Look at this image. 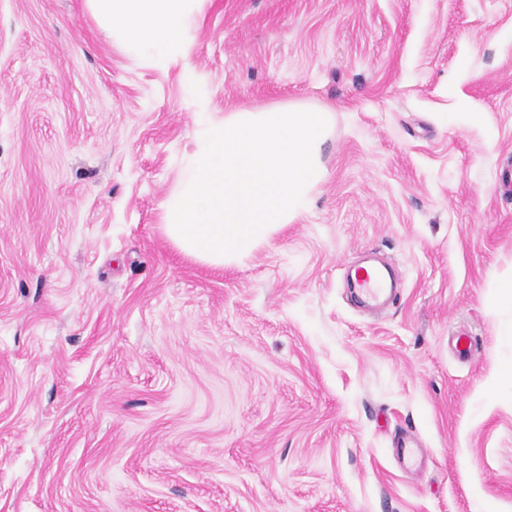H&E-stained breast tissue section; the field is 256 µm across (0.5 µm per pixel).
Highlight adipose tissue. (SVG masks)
Wrapping results in <instances>:
<instances>
[{
  "instance_id": "adipose-tissue-1",
  "label": "adipose tissue",
  "mask_w": 512,
  "mask_h": 512,
  "mask_svg": "<svg viewBox=\"0 0 512 512\" xmlns=\"http://www.w3.org/2000/svg\"><path fill=\"white\" fill-rule=\"evenodd\" d=\"M199 0H89L103 29L126 50L165 59L182 51Z\"/></svg>"
}]
</instances>
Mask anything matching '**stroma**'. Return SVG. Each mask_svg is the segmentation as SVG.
Listing matches in <instances>:
<instances>
[{"label":"stroma","mask_w":512,"mask_h":512,"mask_svg":"<svg viewBox=\"0 0 512 512\" xmlns=\"http://www.w3.org/2000/svg\"><path fill=\"white\" fill-rule=\"evenodd\" d=\"M510 36L512 0H205L157 61L0 0V512H512ZM284 102L332 114L310 207L184 256L196 119ZM352 283L365 301L371 304H377L384 297L387 289L382 273L374 266L370 269H363V272L355 280H352Z\"/></svg>","instance_id":"35a3bbf8"}]
</instances>
